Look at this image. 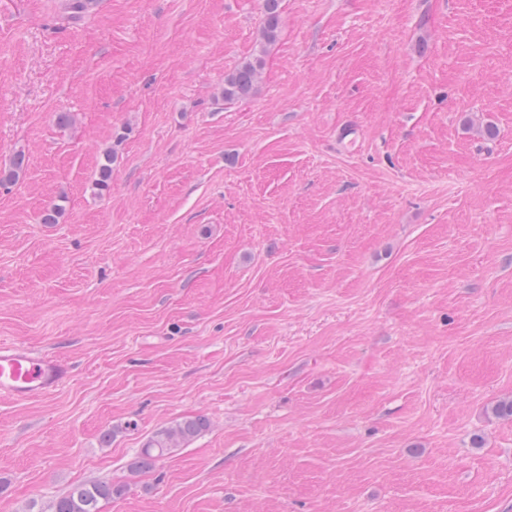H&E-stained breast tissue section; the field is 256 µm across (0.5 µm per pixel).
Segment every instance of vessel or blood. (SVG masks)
I'll return each mask as SVG.
<instances>
[{
	"instance_id": "vessel-or-blood-1",
	"label": "vessel or blood",
	"mask_w": 512,
	"mask_h": 512,
	"mask_svg": "<svg viewBox=\"0 0 512 512\" xmlns=\"http://www.w3.org/2000/svg\"><path fill=\"white\" fill-rule=\"evenodd\" d=\"M69 377L68 363L57 356L0 344L1 397L18 400L44 397L58 390Z\"/></svg>"
}]
</instances>
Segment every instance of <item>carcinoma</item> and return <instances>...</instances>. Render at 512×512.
Masks as SVG:
<instances>
[{"label": "carcinoma", "instance_id": "carcinoma-1", "mask_svg": "<svg viewBox=\"0 0 512 512\" xmlns=\"http://www.w3.org/2000/svg\"><path fill=\"white\" fill-rule=\"evenodd\" d=\"M94 5V0H66L69 18L77 21ZM263 20L260 28L259 50L241 61L224 77V102L249 97L256 87L267 50L277 41L281 25V0H263ZM113 156L106 153L99 165L94 189L101 194L110 189L112 183ZM25 168V158L17 155L10 165L0 168V183H12ZM209 421L203 416L185 418L163 428L146 442L139 455L130 464L133 473L146 472L164 456L174 453L193 438L205 431ZM128 485L111 481H90L71 487L54 505V512H102V504L125 494Z\"/></svg>", "mask_w": 512, "mask_h": 512}]
</instances>
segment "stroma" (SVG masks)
Returning a JSON list of instances; mask_svg holds the SVG:
<instances>
[{"label": "stroma", "mask_w": 512, "mask_h": 512, "mask_svg": "<svg viewBox=\"0 0 512 512\" xmlns=\"http://www.w3.org/2000/svg\"><path fill=\"white\" fill-rule=\"evenodd\" d=\"M262 3L0 0V512H512V0ZM262 9L259 50L241 61L230 74L225 76L223 94L226 103L247 98L254 92L264 64V56L279 37L281 0H263ZM70 377L63 359L38 355L28 349L0 344V396L18 400L44 397L58 390ZM208 426L207 418L195 416L182 419L172 426L157 431L130 464V471L132 473L149 471L159 459L174 453L178 448H182L205 431ZM128 485L112 481H90L71 487L58 498L51 512H102V504L125 494Z\"/></svg>", "instance_id": "stroma-1"}]
</instances>
